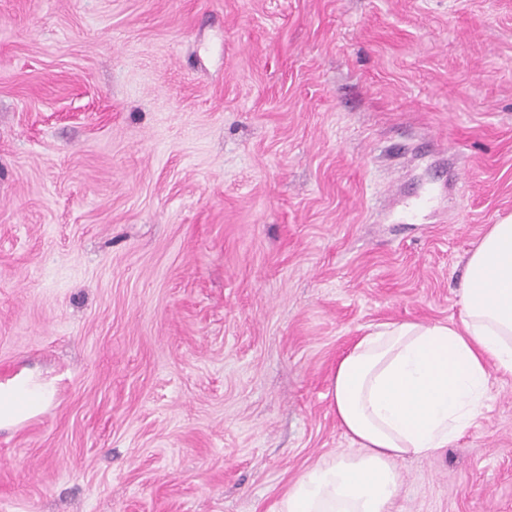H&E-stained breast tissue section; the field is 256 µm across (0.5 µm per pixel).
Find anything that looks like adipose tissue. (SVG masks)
<instances>
[{
	"label": "adipose tissue",
	"mask_w": 512,
	"mask_h": 512,
	"mask_svg": "<svg viewBox=\"0 0 512 512\" xmlns=\"http://www.w3.org/2000/svg\"><path fill=\"white\" fill-rule=\"evenodd\" d=\"M459 322H390L360 336L336 366L332 407L351 451L308 469L272 512H391L398 459L448 447L481 414L491 371L512 375V216L469 253ZM55 387L0 382V428L37 416Z\"/></svg>",
	"instance_id": "obj_1"
}]
</instances>
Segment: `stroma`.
<instances>
[{
	"instance_id": "35a3bbf8",
	"label": "stroma",
	"mask_w": 512,
	"mask_h": 512,
	"mask_svg": "<svg viewBox=\"0 0 512 512\" xmlns=\"http://www.w3.org/2000/svg\"><path fill=\"white\" fill-rule=\"evenodd\" d=\"M512 215V0H0V512H270L359 336ZM394 512H512V375ZM55 387L38 376L17 375L0 382V428L15 427L50 404Z\"/></svg>"
}]
</instances>
